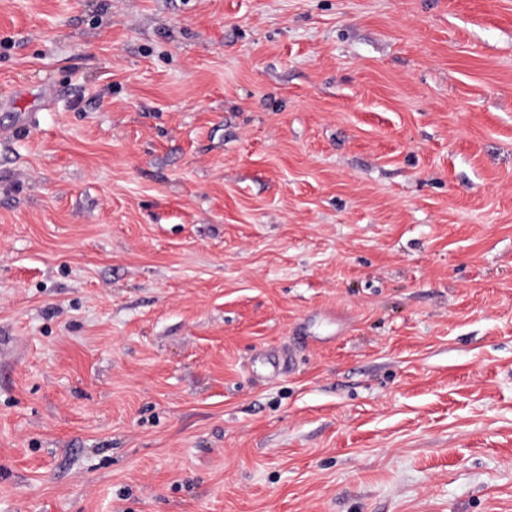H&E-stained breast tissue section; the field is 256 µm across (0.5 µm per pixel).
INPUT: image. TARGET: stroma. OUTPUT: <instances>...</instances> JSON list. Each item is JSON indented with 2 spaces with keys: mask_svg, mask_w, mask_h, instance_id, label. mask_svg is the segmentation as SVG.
<instances>
[{
  "mask_svg": "<svg viewBox=\"0 0 512 512\" xmlns=\"http://www.w3.org/2000/svg\"><path fill=\"white\" fill-rule=\"evenodd\" d=\"M0 512H512V0H0Z\"/></svg>",
  "mask_w": 512,
  "mask_h": 512,
  "instance_id": "1",
  "label": "stroma"
}]
</instances>
